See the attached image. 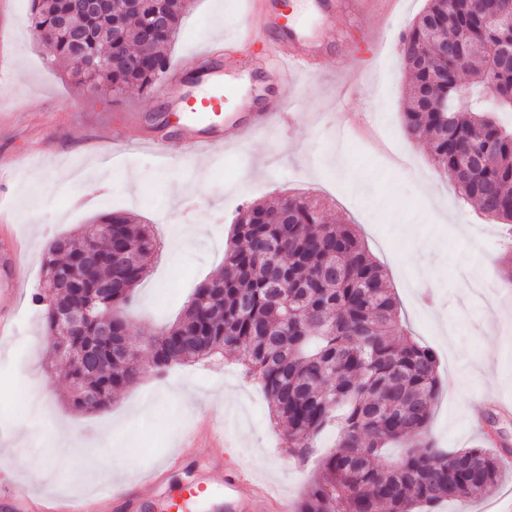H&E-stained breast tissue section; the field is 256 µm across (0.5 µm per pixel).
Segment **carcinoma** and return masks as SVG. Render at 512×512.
Here are the masks:
<instances>
[{
	"label": "carcinoma",
	"instance_id": "carcinoma-1",
	"mask_svg": "<svg viewBox=\"0 0 512 512\" xmlns=\"http://www.w3.org/2000/svg\"><path fill=\"white\" fill-rule=\"evenodd\" d=\"M138 10L116 0L105 18L74 19L83 33L85 56L100 62L85 72L73 59L67 32L56 28L66 0H32L33 38L70 66L69 76L88 97L128 87L149 92L166 73L164 50L181 25L189 0H140ZM163 12V25L144 28L146 14ZM487 14H498L490 22ZM112 29V39L99 30ZM455 45L422 63L414 48ZM403 65L412 87L403 124L411 138L430 147L435 169L453 182L460 197L486 216L512 224V130L493 114L512 109V0H429L403 33ZM470 79L467 103L456 96L461 75ZM498 80L497 100L485 81ZM433 98L448 99V111L433 112ZM114 225L115 241L97 242L102 265L82 260L81 237L52 241L46 248L44 280L66 272L79 291L32 295L55 357L68 368L72 407L105 414L112 399L140 382L145 371L123 349L109 348L99 323L60 328L54 307L83 308L97 298L96 282L113 277V336L127 343L123 311L136 302L147 263L157 249L148 224L119 213L97 218ZM154 368L238 353L245 375L258 381L277 422L286 429L288 453L306 461L320 435L333 433L336 450L324 457L312 486L294 512H430L443 501L465 504L489 493L509 466L483 448L452 452L435 447L427 427L440 378L435 351L397 323V303L382 267L354 228L328 221L323 204L298 195L278 202H252L236 216L224 269L196 289L181 317L154 335ZM408 442L404 457L377 465L382 448Z\"/></svg>",
	"mask_w": 512,
	"mask_h": 512
}]
</instances>
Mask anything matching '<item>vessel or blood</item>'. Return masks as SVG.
Listing matches in <instances>:
<instances>
[{
  "label": "vessel or blood",
  "instance_id": "vessel-or-blood-1",
  "mask_svg": "<svg viewBox=\"0 0 512 512\" xmlns=\"http://www.w3.org/2000/svg\"><path fill=\"white\" fill-rule=\"evenodd\" d=\"M379 0H306L305 11L288 7V0H249L254 12L240 24L241 35L232 48L252 50L262 40L274 38L285 71L312 72V49L308 42L320 23L337 13L359 17L375 8ZM216 47L192 65L176 67L167 78L163 101L178 115L182 132L171 157L210 161L223 155L234 139L261 135L271 124L281 121L264 86L252 83L250 73L225 71L213 64ZM197 70L205 91L190 94L188 70ZM16 237L0 241V309L11 306L21 283L16 256ZM167 463L153 470L151 493L124 486H105L94 496L81 500L55 498L34 493L39 476L28 474L12 489L0 491V512H259L260 505L273 512H293L288 499L272 485L250 473H227L213 461L195 463L178 485L165 480Z\"/></svg>",
  "mask_w": 512,
  "mask_h": 512
}]
</instances>
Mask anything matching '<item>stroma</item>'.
Here are the masks:
<instances>
[{"instance_id":"35a3bbf8","label":"stroma","mask_w":512,"mask_h":512,"mask_svg":"<svg viewBox=\"0 0 512 512\" xmlns=\"http://www.w3.org/2000/svg\"><path fill=\"white\" fill-rule=\"evenodd\" d=\"M246 0H192L169 65L192 61L213 41L234 32ZM30 0H8L4 18L14 42L11 67L0 79V157L22 158L16 174L0 173V203L25 239L28 279L12 333L0 340V454L13 455L0 485L31 471L39 493L90 495L100 458H109L121 486L147 485L153 468L187 442L189 458L206 459L211 429L224 433V463L272 480L291 501L307 492L320 462L291 458L284 428L270 414L260 386L246 377L234 353L172 367L117 395L109 413L85 414L68 401L70 379L49 352L51 342L31 301L43 280L44 247L59 235H78L94 217L121 211L151 225L162 244L137 288L128 314L129 342L144 350L148 336L175 320L196 285L224 267L231 223L256 200L276 202L298 193L320 200L331 218L356 225L371 255L384 266L399 303L400 322L439 357L444 382L430 422L442 448L485 445L487 391L512 398V284L500 270L512 257V226L486 218L459 200L448 179L433 178L425 142L410 138L401 114L410 95L398 50L376 54L346 15H337L320 41L324 69L289 74L276 90L293 120L269 129L226 157L181 166L157 146L173 134L158 94L130 90L92 98L73 88L62 63L30 32ZM366 63L362 84L343 92L334 71L345 46ZM376 115L356 149H337L330 115ZM98 140L96 155L80 152ZM410 156L403 167L390 153ZM497 281L499 299L463 300L472 275ZM36 396V411L19 413V394ZM71 426L76 445L50 453L57 418Z\"/></svg>"}]
</instances>
